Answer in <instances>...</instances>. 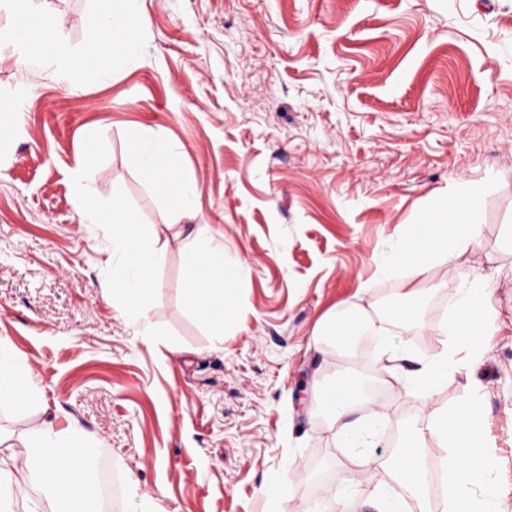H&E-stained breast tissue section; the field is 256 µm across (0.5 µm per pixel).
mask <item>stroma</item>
Returning a JSON list of instances; mask_svg holds the SVG:
<instances>
[{
    "label": "stroma",
    "instance_id": "35a3bbf8",
    "mask_svg": "<svg viewBox=\"0 0 512 512\" xmlns=\"http://www.w3.org/2000/svg\"><path fill=\"white\" fill-rule=\"evenodd\" d=\"M139 48L108 78L0 51V338L41 395L0 406V430L74 427L122 491L112 512H383L403 489L357 472L315 396L345 369L371 405L364 452L387 459L406 423L467 398L484 408L499 512H512V0H138ZM70 50H85L103 0H28ZM175 147L198 190L178 217L141 173L126 134ZM96 141L87 144L85 134ZM92 160L102 205L121 195L166 253L149 302L152 335L104 293L112 244L80 223L75 172ZM484 181L480 245L424 275L417 325H388L362 349L317 337L349 304L386 316L405 274L380 255L434 201ZM208 225L250 269L234 326L216 341L183 301L186 239ZM490 289V350L468 376L423 396L424 362L467 348L433 328L459 289ZM403 360L381 384L386 350ZM292 481L290 499L268 486Z\"/></svg>",
    "mask_w": 512,
    "mask_h": 512
}]
</instances>
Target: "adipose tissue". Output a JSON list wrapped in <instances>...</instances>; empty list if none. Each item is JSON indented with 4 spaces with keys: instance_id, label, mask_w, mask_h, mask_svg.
Returning <instances> with one entry per match:
<instances>
[{
    "instance_id": "adipose-tissue-1",
    "label": "adipose tissue",
    "mask_w": 512,
    "mask_h": 512,
    "mask_svg": "<svg viewBox=\"0 0 512 512\" xmlns=\"http://www.w3.org/2000/svg\"><path fill=\"white\" fill-rule=\"evenodd\" d=\"M25 2L15 0L16 20L4 40L29 62L56 60L61 76L91 65L100 77H108L113 66L125 62L137 49V0H111V8L98 18L89 47L79 56L69 51L51 19L33 17ZM127 140L133 153L143 160L144 178L162 187L177 215L193 213L197 190L181 180L175 170L173 146L163 140H145L137 129L129 131ZM77 176L81 185L77 196L81 223L107 226L112 239V262L118 268L112 279V300L123 315L147 321L153 274L164 263L165 252L152 243L144 225L121 196H114L110 209H102L91 189L93 174L82 168ZM484 191V184L469 183L452 197L432 204L411 233L396 243L388 268H405L422 275L435 257L452 261L460 251L477 248L478 231L470 220V204ZM187 252L186 306L208 327L211 336L223 339L225 327L234 316L236 288L247 278L248 269L229 258L223 243L206 229L192 237ZM453 307L456 314L443 323V334L465 343L476 355L486 353L487 337L492 333L491 292L484 288L465 289ZM37 394L30 366L6 341L0 340V405L23 411L35 403ZM319 394L322 404L331 411V428L338 435L351 436L346 416L363 396L360 382L345 373L330 386L320 388ZM483 419L481 404L469 401L435 416L426 426L406 430L389 471L414 493L418 512H428L424 492L427 460L437 447L445 451L440 460L445 487L443 512H497L496 485L482 436ZM95 467L87 440L74 429L35 425L25 431L16 446L10 444L8 436L0 434V486L7 487L15 499L23 500L29 485H38L44 494V512H83L86 504L97 502L99 490L92 478Z\"/></svg>"
}]
</instances>
